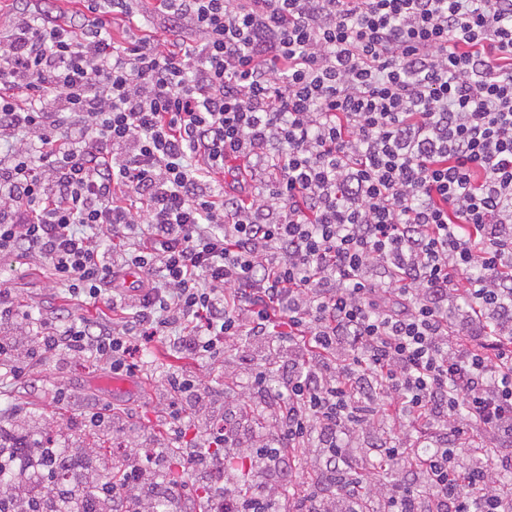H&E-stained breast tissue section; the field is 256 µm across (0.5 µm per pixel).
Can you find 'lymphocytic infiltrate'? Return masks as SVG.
Listing matches in <instances>:
<instances>
[{"label":"lymphocytic infiltrate","mask_w":512,"mask_h":512,"mask_svg":"<svg viewBox=\"0 0 512 512\" xmlns=\"http://www.w3.org/2000/svg\"><path fill=\"white\" fill-rule=\"evenodd\" d=\"M47 2L8 0L0 26V254L116 316L41 321L44 352L129 376L156 339L242 352L267 419L209 431L254 465L249 496L191 450L207 512H348L382 475L350 449L385 418L388 461L429 450L384 512H512V456L460 464L471 438L512 443V0ZM166 385L176 429L206 393ZM313 442L321 510L293 492ZM124 473L109 512L190 492Z\"/></svg>","instance_id":"lymphocytic-infiltrate-1"}]
</instances>
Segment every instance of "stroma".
<instances>
[{
    "label": "stroma",
    "instance_id": "35a3bbf8",
    "mask_svg": "<svg viewBox=\"0 0 512 512\" xmlns=\"http://www.w3.org/2000/svg\"><path fill=\"white\" fill-rule=\"evenodd\" d=\"M0 286L9 288L12 317L0 320V336L20 335L26 349L34 355L33 368L22 378L0 376V428L29 426L48 432L58 447L73 448L87 437L103 438L111 450L113 461L124 460L129 446H136L139 456L168 450L167 463L178 460L175 442L169 434L164 407L158 401L159 379L163 373L176 370L201 379L218 402L237 406L239 388L225 378L222 364L206 358L175 354L165 344L149 347L146 364L137 376L127 378L126 386H112V372L94 359L59 360L56 355L41 352L31 338V329L16 332L23 314L32 312L45 318L63 313L74 319L108 320L112 310L107 304L70 299L62 285L53 283L46 265L36 259L0 254ZM67 393L55 399L57 390ZM98 408L124 425V449H117L108 427L85 424L82 413Z\"/></svg>",
    "mask_w": 512,
    "mask_h": 512
}]
</instances>
